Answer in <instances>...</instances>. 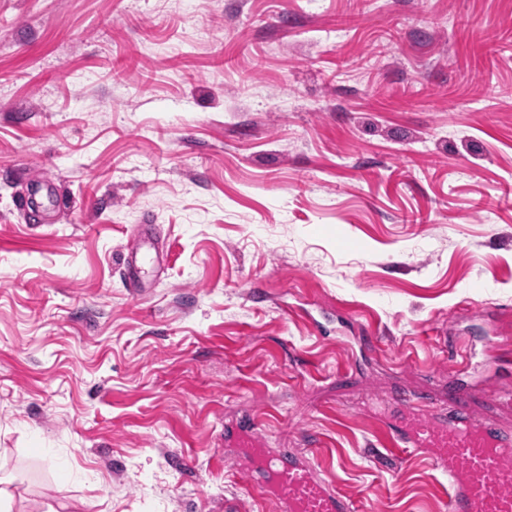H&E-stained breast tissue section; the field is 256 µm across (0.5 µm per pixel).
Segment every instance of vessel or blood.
Here are the masks:
<instances>
[{"label": "vessel or blood", "instance_id": "1", "mask_svg": "<svg viewBox=\"0 0 512 512\" xmlns=\"http://www.w3.org/2000/svg\"><path fill=\"white\" fill-rule=\"evenodd\" d=\"M150 225H142L124 269L139 287L146 266ZM380 445L392 453L421 452L448 483L447 512H512V432L489 418L475 417L463 400L447 408L404 393L374 406ZM225 446L245 448L243 466L278 512H357L355 503L291 448H271L252 425L224 426Z\"/></svg>", "mask_w": 512, "mask_h": 512}]
</instances>
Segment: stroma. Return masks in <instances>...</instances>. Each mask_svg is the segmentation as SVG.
Returning a JSON list of instances; mask_svg holds the SVG:
<instances>
[{
  "label": "stroma",
  "mask_w": 512,
  "mask_h": 512,
  "mask_svg": "<svg viewBox=\"0 0 512 512\" xmlns=\"http://www.w3.org/2000/svg\"><path fill=\"white\" fill-rule=\"evenodd\" d=\"M142 224L158 261L135 291ZM496 333L512 0H0L12 512H276L228 421L360 512H445L437 472L380 447L368 405L427 369L447 398ZM462 377L512 430V403L487 399L512 353ZM151 226L142 225L139 235L130 247L124 269L130 288H139L141 280L145 275V267L153 262V257L147 251L150 243Z\"/></svg>",
  "instance_id": "stroma-1"
}]
</instances>
